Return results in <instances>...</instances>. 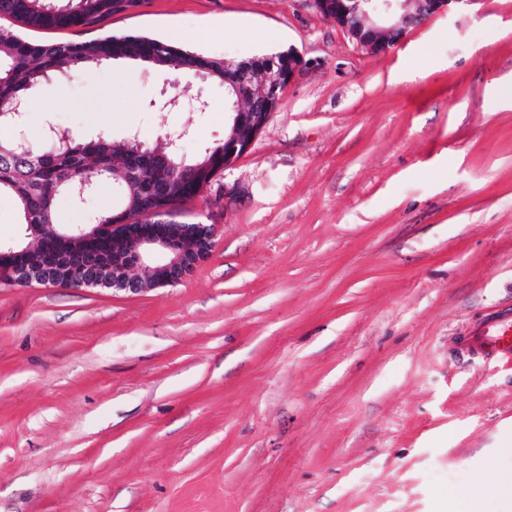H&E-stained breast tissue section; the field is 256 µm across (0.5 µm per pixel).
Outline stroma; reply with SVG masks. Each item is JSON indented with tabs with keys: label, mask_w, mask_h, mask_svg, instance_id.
Here are the masks:
<instances>
[{
	"label": "stroma",
	"mask_w": 512,
	"mask_h": 512,
	"mask_svg": "<svg viewBox=\"0 0 512 512\" xmlns=\"http://www.w3.org/2000/svg\"><path fill=\"white\" fill-rule=\"evenodd\" d=\"M305 68L248 154L186 204L211 257L138 295L0 281V512H504L512 365L464 353L512 304V0L386 52L311 0H132L46 43L166 39ZM205 109L159 111L174 88ZM224 83L127 60L32 94L6 136L224 140ZM121 194L59 197L89 224Z\"/></svg>",
	"instance_id": "obj_1"
}]
</instances>
